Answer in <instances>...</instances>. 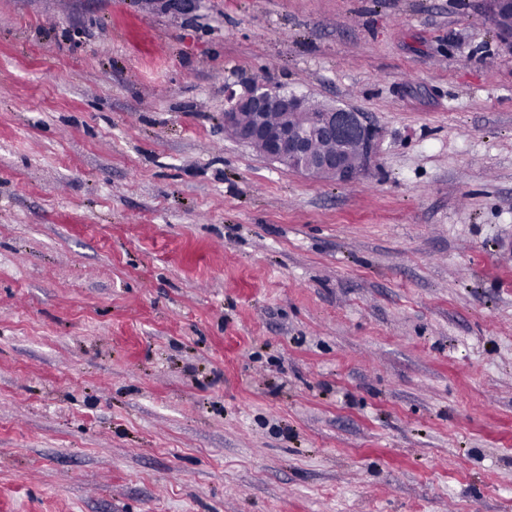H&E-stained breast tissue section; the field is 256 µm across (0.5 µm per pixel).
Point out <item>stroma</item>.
<instances>
[{"label":"stroma","instance_id":"1","mask_svg":"<svg viewBox=\"0 0 512 512\" xmlns=\"http://www.w3.org/2000/svg\"><path fill=\"white\" fill-rule=\"evenodd\" d=\"M260 79L376 164L228 137ZM0 512H512L486 0H0ZM232 102L224 112V132L232 139L253 149L262 158L311 179L347 185L362 178L378 157L372 126L360 112L288 93L265 81H256L239 95L229 91ZM247 113L250 120L241 124L238 115ZM280 115L272 125L271 114ZM334 139L333 144L323 139ZM358 146L353 160L347 146Z\"/></svg>","mask_w":512,"mask_h":512}]
</instances>
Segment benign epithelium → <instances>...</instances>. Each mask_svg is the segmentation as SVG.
Wrapping results in <instances>:
<instances>
[{
	"label": "benign epithelium",
	"instance_id": "1",
	"mask_svg": "<svg viewBox=\"0 0 512 512\" xmlns=\"http://www.w3.org/2000/svg\"><path fill=\"white\" fill-rule=\"evenodd\" d=\"M224 132L262 158L311 179L347 185L362 178L378 157L372 126L359 112L288 93L265 81L228 93ZM336 141L320 153L315 143Z\"/></svg>",
	"mask_w": 512,
	"mask_h": 512
}]
</instances>
